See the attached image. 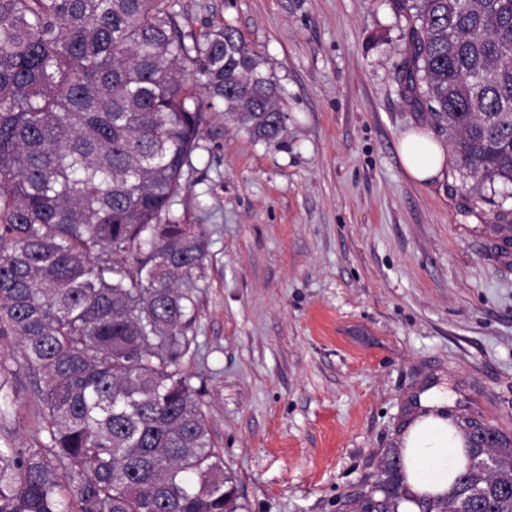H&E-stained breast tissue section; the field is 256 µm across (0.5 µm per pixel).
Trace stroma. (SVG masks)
<instances>
[{
	"label": "stroma",
	"mask_w": 512,
	"mask_h": 512,
	"mask_svg": "<svg viewBox=\"0 0 512 512\" xmlns=\"http://www.w3.org/2000/svg\"><path fill=\"white\" fill-rule=\"evenodd\" d=\"M198 34L225 25L275 82L266 143L213 113L171 208L200 225L182 373L241 512H360L428 389L455 425L512 438V186L456 159L412 180L401 135L430 121L405 87L409 19L392 0H179ZM0 448L32 444L37 372L9 363Z\"/></svg>",
	"instance_id": "stroma-1"
}]
</instances>
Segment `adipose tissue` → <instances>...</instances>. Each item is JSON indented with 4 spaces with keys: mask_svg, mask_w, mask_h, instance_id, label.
I'll use <instances>...</instances> for the list:
<instances>
[{
    "mask_svg": "<svg viewBox=\"0 0 512 512\" xmlns=\"http://www.w3.org/2000/svg\"><path fill=\"white\" fill-rule=\"evenodd\" d=\"M407 175L420 183L442 179L444 147L422 132L404 134L397 146ZM423 411L406 427L400 450L402 483L407 493L399 512H419L421 497L448 495L469 463L465 441L448 418V395L435 392L421 401Z\"/></svg>",
    "mask_w": 512,
    "mask_h": 512,
    "instance_id": "1",
    "label": "adipose tissue"
}]
</instances>
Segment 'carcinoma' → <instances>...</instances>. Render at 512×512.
Returning <instances> with one entry per match:
<instances>
[{
	"instance_id": "carcinoma-1",
	"label": "carcinoma",
	"mask_w": 512,
	"mask_h": 512,
	"mask_svg": "<svg viewBox=\"0 0 512 512\" xmlns=\"http://www.w3.org/2000/svg\"><path fill=\"white\" fill-rule=\"evenodd\" d=\"M403 80L476 185L512 184V0H394ZM177 0H0V340L41 376L37 446L0 448V512H238L179 281L206 240L170 217L210 112L273 141L276 84L231 26ZM469 464L422 512H512V440L466 423ZM391 454L361 512H398Z\"/></svg>"
}]
</instances>
